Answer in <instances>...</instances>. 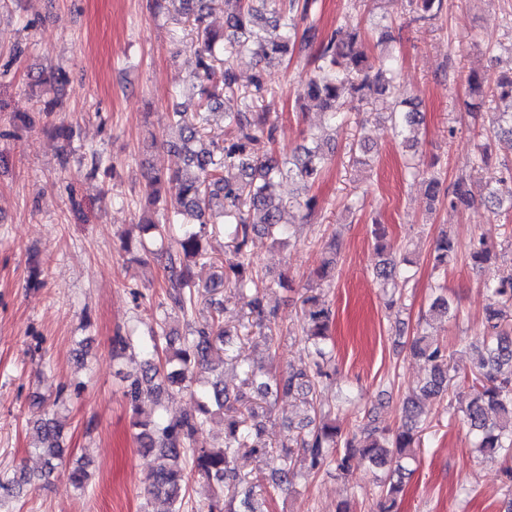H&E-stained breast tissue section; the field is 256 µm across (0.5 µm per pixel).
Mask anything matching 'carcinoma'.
I'll return each mask as SVG.
<instances>
[{"instance_id":"cac0c4a2","label":"carcinoma","mask_w":512,"mask_h":512,"mask_svg":"<svg viewBox=\"0 0 512 512\" xmlns=\"http://www.w3.org/2000/svg\"><path fill=\"white\" fill-rule=\"evenodd\" d=\"M444 2L409 0L413 20L438 19ZM212 3L213 0H152L151 8L157 14L168 13L177 4L180 14L193 18L201 48L188 96L198 95L200 101L193 114L177 108L169 115V128L180 136L170 146L184 154L187 170L145 175L143 196L156 206L163 201V195L170 194L174 201L170 215L162 224L146 219L138 228L145 235L170 242L165 298L158 308L165 314L179 311L186 315L200 295L193 268L203 255V230L217 218H234V223L224 225V236L233 243V259L224 267V280L241 293L253 294L248 326L263 335L272 330L274 313L266 310L259 297V275L247 250L248 243L252 234L259 231L273 237L284 235L286 224L282 221L283 201L277 194L278 187L287 179H296L308 190L328 164V157L318 144L302 147L300 154L288 162L278 160L273 153L262 159L251 158L255 142L263 137L272 144L276 137V126L267 121L274 98L264 68L289 55H307L314 73L297 99L316 100L327 111L329 122L345 123L350 115L338 107L391 97L397 67L390 54L370 59L365 40L356 29L343 36L324 33L315 20L318 0H276L270 13L266 12L267 0H225L220 33L205 23ZM245 53L255 57L263 70L252 77L249 87L242 88L231 59ZM492 97L495 102L506 103L505 110L491 113L492 123L501 133L512 136V75L502 79ZM214 102L224 106L222 144L207 142L200 133L203 112ZM388 109V118L399 133L414 129L419 122L417 105L412 99L395 101ZM427 184L436 207L446 205L451 210H460L473 204L466 176H459L445 186L433 174ZM505 199L512 202V166L506 163L502 164V176L497 186L489 189L486 201L499 208ZM456 254V242L446 234L441 236L435 248L434 269L445 272ZM468 254L476 264L496 258L493 245L481 238L470 241ZM400 272L399 263L391 258L384 259L376 268L377 278L382 281L393 279ZM486 288L496 298V304L486 311L482 348L472 378L473 395L463 417L481 453L512 457V326H507L512 319V275L491 281ZM305 303L303 332L309 368L261 375L246 367L241 386L234 392L218 376L196 396L193 412L176 420L160 415L154 420L133 423L138 429L139 451L157 460L149 493L165 496L170 512H182L188 463L207 487L204 512H266L257 505V500L263 498L257 478L240 473L237 459L248 454L264 462L271 454L262 440L261 422L251 393L262 397L273 393L288 397L301 394L305 404L317 411L316 387L323 383L333 353L329 334L332 312L316 296L308 297ZM174 342L172 333L160 324L159 330L151 331L149 343L143 347L144 359L139 367L123 373V396L132 411H137L148 398L158 399L174 388H191L210 365L211 356L221 361L230 356L231 338L220 313L211 324L189 330L173 352L162 347ZM412 350L428 364V375L420 392L428 397L448 392L455 375L451 374L446 350L430 342L425 332L413 338ZM112 356L134 360L132 337L114 336ZM217 415L224 417V445L193 447L196 436ZM403 417L402 429L391 435L367 427L358 434L344 435L329 410L321 413L317 421L306 418L302 431L288 436L276 481L289 483L302 469L319 471L329 465L337 473L345 474L357 454L373 469L382 468L392 454L415 459L413 448L425 421L416 396L406 398ZM35 430L39 444L34 452L43 459L44 469L38 476L23 470L0 469V502L20 496L33 480L48 479L65 465L69 466L68 479L75 487H84L89 479L87 464L69 460L63 431L54 417L44 415L35 423ZM376 487L379 512H397L401 481L380 476L376 478Z\"/></svg>"}]
</instances>
